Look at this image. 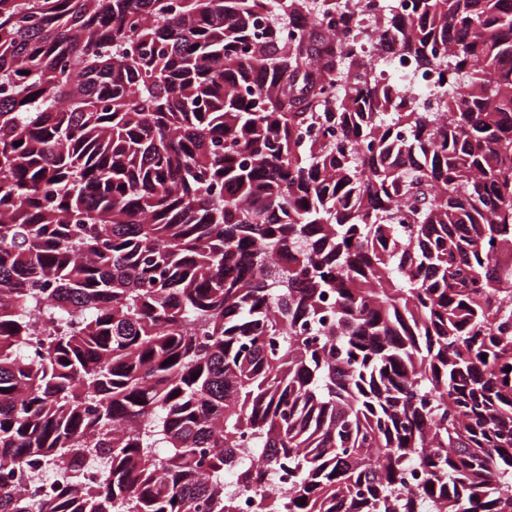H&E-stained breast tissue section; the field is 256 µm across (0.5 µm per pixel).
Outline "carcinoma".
<instances>
[{
	"instance_id": "obj_1",
	"label": "carcinoma",
	"mask_w": 512,
	"mask_h": 512,
	"mask_svg": "<svg viewBox=\"0 0 512 512\" xmlns=\"http://www.w3.org/2000/svg\"><path fill=\"white\" fill-rule=\"evenodd\" d=\"M348 2L0 0V512H512V0ZM412 0H362L356 5L358 15L362 18L361 24L367 26L376 17L385 13L388 9L406 14L410 10Z\"/></svg>"
}]
</instances>
